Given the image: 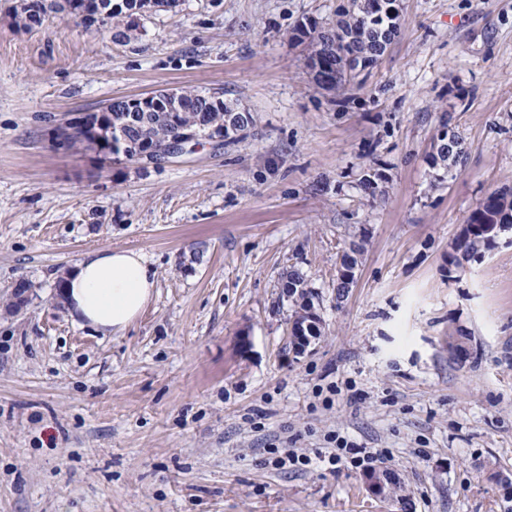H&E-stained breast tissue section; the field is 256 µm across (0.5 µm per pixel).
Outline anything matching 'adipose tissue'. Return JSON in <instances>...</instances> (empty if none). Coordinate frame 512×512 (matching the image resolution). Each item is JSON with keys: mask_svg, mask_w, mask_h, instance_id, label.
Listing matches in <instances>:
<instances>
[{"mask_svg": "<svg viewBox=\"0 0 512 512\" xmlns=\"http://www.w3.org/2000/svg\"><path fill=\"white\" fill-rule=\"evenodd\" d=\"M155 287L156 273L142 254L103 250L78 262L66 275L61 295L75 323L113 335L138 318Z\"/></svg>", "mask_w": 512, "mask_h": 512, "instance_id": "obj_1", "label": "adipose tissue"}]
</instances>
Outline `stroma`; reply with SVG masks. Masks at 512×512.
Returning <instances> with one entry per match:
<instances>
[{
  "label": "stroma",
  "instance_id": "1",
  "mask_svg": "<svg viewBox=\"0 0 512 512\" xmlns=\"http://www.w3.org/2000/svg\"><path fill=\"white\" fill-rule=\"evenodd\" d=\"M14 2L0 0V512H512V229L449 258L512 186V0H399V38L342 97L295 32L348 0H179L125 19L119 41L61 13L19 28ZM168 87L223 92L255 127L164 164L52 141L73 115ZM443 129L465 151L449 170L432 158ZM109 248L144 255L157 288L102 336L58 283ZM292 267L326 327L301 355L279 288ZM332 435L389 449L398 496L369 495L345 459L266 461L270 442L313 456Z\"/></svg>",
  "mask_w": 512,
  "mask_h": 512
}]
</instances>
